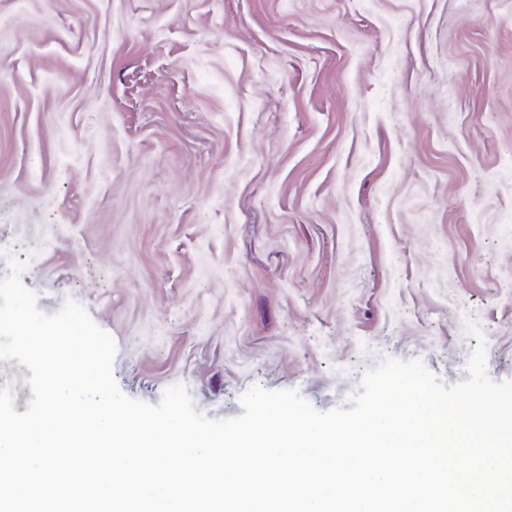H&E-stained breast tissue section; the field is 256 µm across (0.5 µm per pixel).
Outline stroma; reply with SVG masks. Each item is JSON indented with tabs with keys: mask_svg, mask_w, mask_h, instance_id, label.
<instances>
[{
	"mask_svg": "<svg viewBox=\"0 0 512 512\" xmlns=\"http://www.w3.org/2000/svg\"><path fill=\"white\" fill-rule=\"evenodd\" d=\"M129 398L512 379V0H0V274Z\"/></svg>",
	"mask_w": 512,
	"mask_h": 512,
	"instance_id": "1",
	"label": "stroma"
}]
</instances>
